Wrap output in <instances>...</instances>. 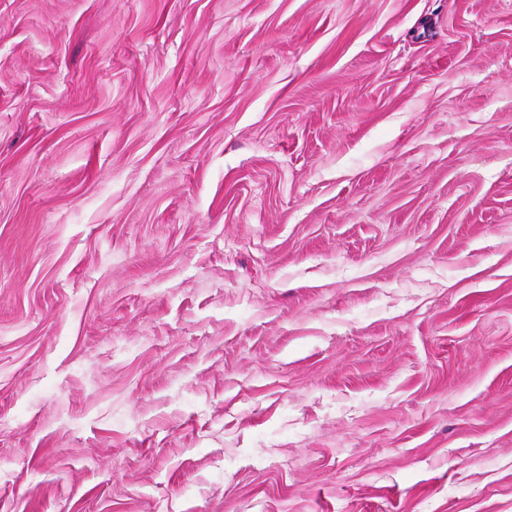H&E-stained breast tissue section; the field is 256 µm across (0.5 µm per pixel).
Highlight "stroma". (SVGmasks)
<instances>
[{
	"instance_id": "35a3bbf8",
	"label": "stroma",
	"mask_w": 512,
	"mask_h": 512,
	"mask_svg": "<svg viewBox=\"0 0 512 512\" xmlns=\"http://www.w3.org/2000/svg\"><path fill=\"white\" fill-rule=\"evenodd\" d=\"M0 512H512V0H0Z\"/></svg>"
}]
</instances>
